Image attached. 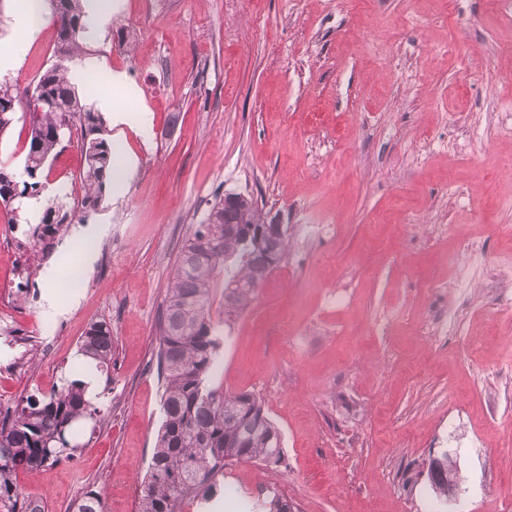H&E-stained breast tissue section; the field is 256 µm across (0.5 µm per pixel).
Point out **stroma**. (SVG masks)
<instances>
[{
    "label": "stroma",
    "mask_w": 512,
    "mask_h": 512,
    "mask_svg": "<svg viewBox=\"0 0 512 512\" xmlns=\"http://www.w3.org/2000/svg\"><path fill=\"white\" fill-rule=\"evenodd\" d=\"M19 5L0 0V40L22 43L7 77L25 87L56 31L18 29ZM69 67L86 71L87 106L108 94L126 111L104 125L128 178L41 260L35 299L16 297L31 245L0 206V298L22 341L0 410L83 373L91 322L112 327V366L95 432L72 459L18 471L22 494L72 512L93 490L107 512H138L166 290L184 241L235 192L288 241L246 306L215 288L214 380L262 401L284 457L228 462L221 512L273 491L295 512H512V18L489 0H110ZM82 165L65 143L43 198ZM73 264L89 272L67 289ZM445 451L461 481L444 501L427 465Z\"/></svg>",
    "instance_id": "obj_1"
}]
</instances>
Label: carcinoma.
Segmentation results:
<instances>
[{
	"label": "carcinoma",
	"instance_id": "cac0c4a2",
	"mask_svg": "<svg viewBox=\"0 0 512 512\" xmlns=\"http://www.w3.org/2000/svg\"><path fill=\"white\" fill-rule=\"evenodd\" d=\"M58 2L62 26L57 30L55 55L59 61L46 68L25 88L29 122V145L24 158V178L0 164V204L8 210V223H19L26 200L39 196L49 160L62 143L58 129L69 123L79 128L78 146L84 155L80 181L84 187L81 207L96 208L112 172L113 147L105 136L103 121L82 104L67 77L66 61L81 50L85 41L81 24L83 0ZM58 212V221L40 220L26 230L41 252L50 251L68 216L63 197L57 195L44 213ZM264 213L254 199L242 194L229 206L216 202L205 222L184 243L167 289L160 318L158 359L165 372L161 399L162 424L139 497V512H182L185 501L204 506L224 491L219 477L228 460H259L279 464L283 458L281 435L265 415L262 404L251 394L224 395L213 383L219 342L210 316V295L218 275H224V301L242 306L282 260L287 235L263 238L255 232ZM228 224L239 226L229 237ZM78 355L109 368L112 360V328L105 321L88 325L79 342ZM100 410L85 397L79 380L41 397L5 410L0 415V512H45L31 509L13 481L19 469L38 471L73 456L74 449L61 447L53 437L71 423L81 432L88 419ZM75 512H104L103 500L87 492Z\"/></svg>",
	"mask_w": 512,
	"mask_h": 512
}]
</instances>
